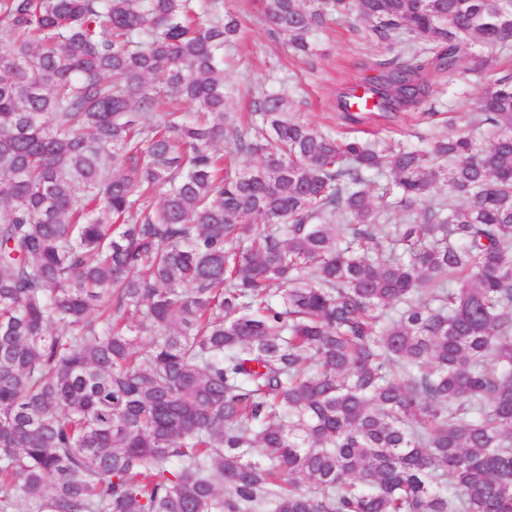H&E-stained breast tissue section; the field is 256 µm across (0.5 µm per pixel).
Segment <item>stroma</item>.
I'll return each mask as SVG.
<instances>
[{
  "label": "stroma",
  "instance_id": "1",
  "mask_svg": "<svg viewBox=\"0 0 512 512\" xmlns=\"http://www.w3.org/2000/svg\"><path fill=\"white\" fill-rule=\"evenodd\" d=\"M223 14L240 23V36L224 48V73L229 94L227 111L245 115L260 91H284L290 113L299 121L323 131L344 133L362 139H395L407 144L440 136L450 129L474 131L478 139L488 137L486 128L476 127V103L485 81L471 74L436 80L434 98L396 118L347 123L336 108L342 87L368 85L379 73L378 64L395 54V47L364 39L355 19L337 17L330 28L317 32V56L295 58L283 40L273 38L257 0H220Z\"/></svg>",
  "mask_w": 512,
  "mask_h": 512
}]
</instances>
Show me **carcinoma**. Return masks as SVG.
I'll use <instances>...</instances> for the list:
<instances>
[{"instance_id": "cac0c4a2", "label": "carcinoma", "mask_w": 512, "mask_h": 512, "mask_svg": "<svg viewBox=\"0 0 512 512\" xmlns=\"http://www.w3.org/2000/svg\"><path fill=\"white\" fill-rule=\"evenodd\" d=\"M201 2L0 0V512H512V75L487 142L243 129ZM261 4L400 36L351 124L512 52V0Z\"/></svg>"}]
</instances>
